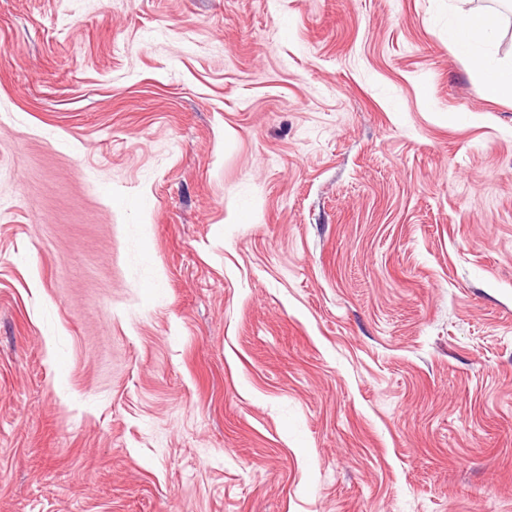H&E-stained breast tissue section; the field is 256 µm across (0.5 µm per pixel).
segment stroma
I'll return each instance as SVG.
<instances>
[{
	"label": "stroma",
	"instance_id": "35a3bbf8",
	"mask_svg": "<svg viewBox=\"0 0 512 512\" xmlns=\"http://www.w3.org/2000/svg\"><path fill=\"white\" fill-rule=\"evenodd\" d=\"M500 4L0 0V512H512ZM462 30L470 35L462 38ZM492 39L491 19L476 21L469 16L459 15L448 20V45L451 50L469 56L480 71L494 75L498 94L512 99V66L510 70L500 67Z\"/></svg>",
	"mask_w": 512,
	"mask_h": 512
}]
</instances>
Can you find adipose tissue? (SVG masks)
Listing matches in <instances>:
<instances>
[{
	"instance_id": "ef3b65f1",
	"label": "adipose tissue",
	"mask_w": 512,
	"mask_h": 512,
	"mask_svg": "<svg viewBox=\"0 0 512 512\" xmlns=\"http://www.w3.org/2000/svg\"><path fill=\"white\" fill-rule=\"evenodd\" d=\"M448 44L452 51L469 56L480 71L494 75L498 94L512 99V69L502 68L498 63L492 20L477 21L465 15L449 19Z\"/></svg>"
}]
</instances>
